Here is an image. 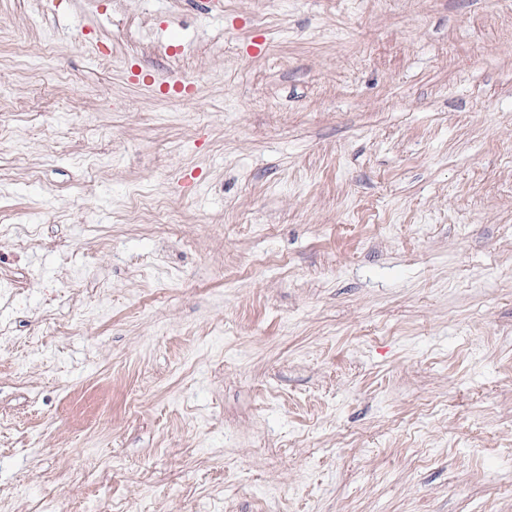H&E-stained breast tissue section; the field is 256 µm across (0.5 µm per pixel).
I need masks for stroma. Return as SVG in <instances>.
Here are the masks:
<instances>
[{"mask_svg":"<svg viewBox=\"0 0 512 512\" xmlns=\"http://www.w3.org/2000/svg\"><path fill=\"white\" fill-rule=\"evenodd\" d=\"M0 32V121L47 115L0 138L42 241L32 321L0 306L14 512H512V0H0Z\"/></svg>","mask_w":512,"mask_h":512,"instance_id":"1","label":"stroma"}]
</instances>
